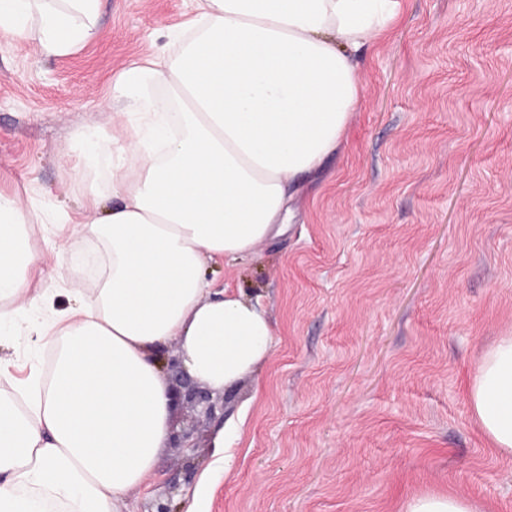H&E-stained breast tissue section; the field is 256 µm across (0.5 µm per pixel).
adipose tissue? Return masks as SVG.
I'll return each mask as SVG.
<instances>
[{
  "mask_svg": "<svg viewBox=\"0 0 512 512\" xmlns=\"http://www.w3.org/2000/svg\"><path fill=\"white\" fill-rule=\"evenodd\" d=\"M398 0H193L170 51L124 66L112 127L74 235L102 274L56 308L30 293L41 217L0 193V340L47 352L18 381L0 358V512H119L170 436L157 360L178 342L194 379L235 386L269 356L259 302L213 290L208 263L250 254L285 221L288 188L342 145L362 95L357 58ZM101 0H0V43L46 57L98 32ZM470 402L512 455V336L482 356Z\"/></svg>",
  "mask_w": 512,
  "mask_h": 512,
  "instance_id": "adipose-tissue-1",
  "label": "adipose tissue"
}]
</instances>
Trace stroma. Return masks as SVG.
I'll return each instance as SVG.
<instances>
[{"label": "stroma", "instance_id": "35a3bbf8", "mask_svg": "<svg viewBox=\"0 0 512 512\" xmlns=\"http://www.w3.org/2000/svg\"><path fill=\"white\" fill-rule=\"evenodd\" d=\"M191 0H102L96 37L44 57L0 44V192L46 204L32 287L74 300L59 249L92 244L60 215L87 205L76 133L111 127L112 78L167 49ZM343 148L306 175L280 233L211 267L260 299L275 346L224 394L234 469L198 501L182 449L121 512H403L448 492L512 512V455L483 434L469 387L512 334V0H400L359 60Z\"/></svg>", "mask_w": 512, "mask_h": 512}]
</instances>
